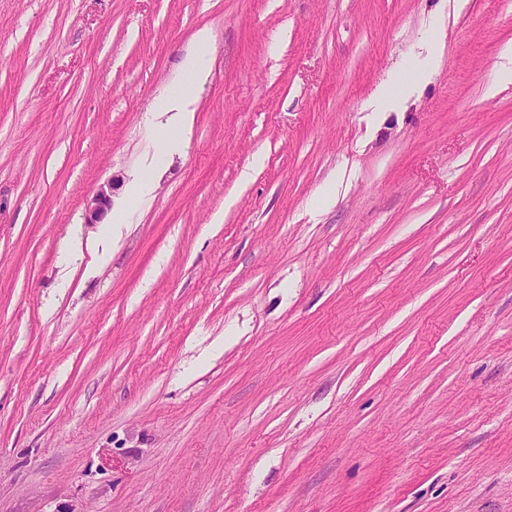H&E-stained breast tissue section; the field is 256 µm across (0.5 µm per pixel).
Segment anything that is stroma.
Instances as JSON below:
<instances>
[{
    "instance_id": "obj_1",
    "label": "stroma",
    "mask_w": 512,
    "mask_h": 512,
    "mask_svg": "<svg viewBox=\"0 0 512 512\" xmlns=\"http://www.w3.org/2000/svg\"><path fill=\"white\" fill-rule=\"evenodd\" d=\"M510 45L512 0H0V512H512ZM193 40L198 47L197 51L184 57L177 78L167 87L166 92L156 99L154 104L155 112L162 113L170 112L176 104L181 105L176 126H164L160 129L163 141L181 138L185 129L190 125L194 110L189 109V91L203 78L210 63L207 49L212 42L211 32L208 29H200L194 34ZM111 206L110 194L101 188L87 201L85 218L88 224H98Z\"/></svg>"
}]
</instances>
